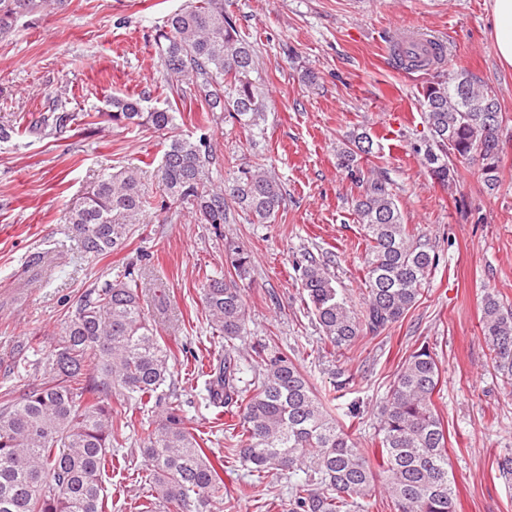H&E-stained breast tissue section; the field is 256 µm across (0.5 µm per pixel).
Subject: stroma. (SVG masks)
<instances>
[{
    "instance_id": "stroma-1",
    "label": "stroma",
    "mask_w": 512,
    "mask_h": 512,
    "mask_svg": "<svg viewBox=\"0 0 512 512\" xmlns=\"http://www.w3.org/2000/svg\"><path fill=\"white\" fill-rule=\"evenodd\" d=\"M185 2L66 0L62 10L21 19L0 36V124H27L60 93L79 115L66 133L0 143V394L21 393L17 356L40 362L87 289L135 267L147 288L145 313L171 352V397L204 434L223 481L220 512H260L258 499L284 494L295 478L269 473L255 497L243 495L247 471L227 457L225 432L194 373L196 362L224 352L197 283L200 272L225 271L224 243L231 239L253 257L244 282L247 334L234 342L245 378L258 369L256 349L294 357L377 464L378 408L405 358L429 347L441 368L434 402L448 431L456 512H512V481L495 463L512 449V388L494 373L482 332L485 293L512 304V67L497 55L493 0H224L255 48L268 109L251 129L229 119L209 123L212 179L223 183L232 166L265 160L283 187L281 210L271 223L257 224L234 207L217 227L185 212H151L121 248L87 259L65 217L104 171L139 168L152 195L162 194L155 173L165 135L109 121V96L143 94L148 106H172L180 134L200 123L199 102L165 89L153 44L166 15ZM402 27L442 40L444 63L401 68L390 47ZM461 70L495 90L501 103L503 166L492 190L468 161L458 163L453 185H440L407 147L424 131V86ZM362 130L382 138L383 149L361 160V169H386L406 223L440 261L402 320L341 353L325 342L308 309L300 267L313 258L352 303H361L365 241L351 205L358 189L337 168L336 148ZM127 413L129 468L104 481L112 512H129L142 494L134 479L145 467L139 448L156 420L135 405Z\"/></svg>"
}]
</instances>
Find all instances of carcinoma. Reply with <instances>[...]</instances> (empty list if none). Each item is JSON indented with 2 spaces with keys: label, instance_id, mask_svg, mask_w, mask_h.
<instances>
[{
  "label": "carcinoma",
  "instance_id": "1",
  "mask_svg": "<svg viewBox=\"0 0 512 512\" xmlns=\"http://www.w3.org/2000/svg\"><path fill=\"white\" fill-rule=\"evenodd\" d=\"M63 0H0V34L24 16L51 12ZM155 51L170 90L186 81L206 121L229 115L243 127L258 125L266 110L264 83L253 44L239 31L224 0H192L167 16L154 35ZM143 97L114 95L109 119L125 126L150 125L167 134L176 126L171 106L143 111ZM56 99L55 108L29 122L27 130L52 135L78 115ZM427 134L411 151L443 186L455 181V162L476 161L484 185L499 183L503 152L501 104L495 91L460 71L423 88ZM380 146L371 134L349 136L336 165L361 188L352 199L367 241V297L360 308L341 294L327 268L310 261L302 287L323 335L338 351L350 350L365 334L379 335L417 303L437 265L429 244L404 224L387 172L359 168ZM217 159L205 133L173 135L157 169L164 196L156 202L133 169L105 175L83 202L68 212L66 230L85 256L102 259L140 229L147 209L185 210L199 224L225 223L236 206L265 224L284 201L282 186L265 163L241 164L218 187L210 170ZM230 270L199 280L205 317L213 332L231 341L246 330L242 281L252 256L229 242ZM135 270L88 290L66 321L61 339L44 358V379L15 398L0 396V512H108L103 478L126 469L117 450L127 413L112 406L158 405L155 430L140 452L148 463L140 481L150 488L135 512H215L221 478L188 426L181 404L164 397L171 378L170 353L141 303ZM483 334L493 369L512 384V305L497 295L482 299ZM260 369L245 394L235 348L218 362L201 364L208 406L235 420L229 447L250 479L272 471L305 474L282 500L283 512H351L357 499L381 488L395 512H455L448 472L447 436L435 410L440 369L429 348L402 363L378 410V466L327 410L301 368L284 353L259 355Z\"/></svg>",
  "mask_w": 512,
  "mask_h": 512
}]
</instances>
